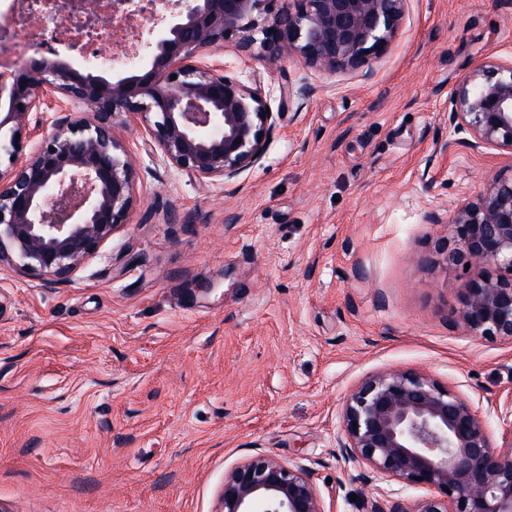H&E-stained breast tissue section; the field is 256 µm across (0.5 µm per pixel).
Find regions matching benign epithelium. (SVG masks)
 <instances>
[{
  "mask_svg": "<svg viewBox=\"0 0 512 512\" xmlns=\"http://www.w3.org/2000/svg\"><path fill=\"white\" fill-rule=\"evenodd\" d=\"M405 0H43L44 13L100 28L148 8L145 52L130 69L109 71L54 50L22 58L0 81V264L52 287L127 223L135 203L132 149L120 129L142 124L175 169L231 181L262 160L261 132L273 113L261 86L203 65L206 47L238 39L244 50L262 33L267 61L297 54L329 71L379 58L399 28ZM176 79H171V76ZM67 103L69 112L53 106ZM448 121L458 138L443 145L512 151V64H478L451 97ZM39 137L24 151L16 135ZM459 264L495 265L497 273L463 292L459 321L487 340L512 341V179L494 178L452 220L442 244ZM346 462L371 480L427 486L435 494L408 511L392 493L363 498L358 512H512V429L493 445L483 421L460 395L431 377L397 372L369 377L343 410ZM220 512H326L308 469L257 454L224 478Z\"/></svg>",
  "mask_w": 512,
  "mask_h": 512,
  "instance_id": "benign-epithelium-1",
  "label": "benign epithelium"
}]
</instances>
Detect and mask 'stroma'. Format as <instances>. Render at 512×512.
Listing matches in <instances>:
<instances>
[{
	"instance_id": "obj_1",
	"label": "stroma",
	"mask_w": 512,
	"mask_h": 512,
	"mask_svg": "<svg viewBox=\"0 0 512 512\" xmlns=\"http://www.w3.org/2000/svg\"><path fill=\"white\" fill-rule=\"evenodd\" d=\"M264 57L234 38L199 57L260 83V164L202 179L132 125L128 223L54 287L0 267V512H219L256 454L357 512L374 487L340 454L344 404L392 371L457 392L500 444L512 343L458 322L493 268L440 246L489 178H512V151L450 146L448 121L477 62H512V0H406L359 70Z\"/></svg>"
}]
</instances>
